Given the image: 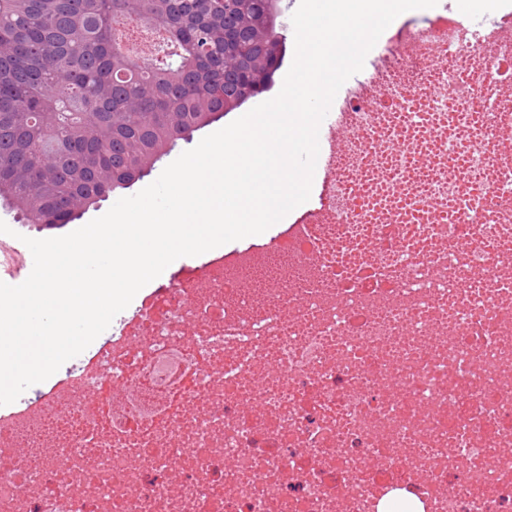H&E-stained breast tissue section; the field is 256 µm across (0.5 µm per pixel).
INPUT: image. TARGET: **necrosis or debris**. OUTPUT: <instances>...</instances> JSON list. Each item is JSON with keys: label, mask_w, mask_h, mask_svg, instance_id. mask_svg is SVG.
Masks as SVG:
<instances>
[{"label": "necrosis or debris", "mask_w": 512, "mask_h": 512, "mask_svg": "<svg viewBox=\"0 0 512 512\" xmlns=\"http://www.w3.org/2000/svg\"><path fill=\"white\" fill-rule=\"evenodd\" d=\"M512 11L397 27L317 207L0 406V512H512ZM111 330H110V326L107 330H105L103 333H101L97 339H96V342L93 344V345H89L82 353H80L79 355H77L76 357L74 358H71L69 359L68 361H66L53 375H51L47 380L41 382V383H38V384H35L33 386H31L29 389H27L17 400H24V399H28V398H32L34 397L35 393L37 390L41 389L49 380H51L54 376H64L65 373H66V370L68 368H74L75 366H78L80 364V361L81 359L83 358V356L86 354V352L91 349L92 347L102 343L103 341H105L107 338H109L111 335Z\"/></svg>", "instance_id": "obj_1"}]
</instances>
